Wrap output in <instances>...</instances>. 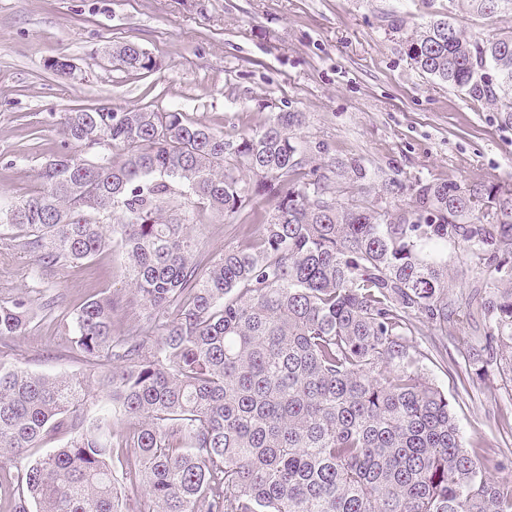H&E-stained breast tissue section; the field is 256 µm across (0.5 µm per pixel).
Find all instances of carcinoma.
Returning <instances> with one entry per match:
<instances>
[{"label":"carcinoma","mask_w":512,"mask_h":512,"mask_svg":"<svg viewBox=\"0 0 512 512\" xmlns=\"http://www.w3.org/2000/svg\"><path fill=\"white\" fill-rule=\"evenodd\" d=\"M471 2L494 14L512 0ZM121 51L130 69L157 66L135 43ZM407 55L512 124V32L467 35L437 15ZM304 123L278 112L226 137L177 111L59 113L38 189L0 206V240L25 237L46 266L118 247L130 297L92 295L62 326L113 418L85 413L77 378L0 362V456L23 462L12 512H122L132 495L139 512H512L507 464L491 471L482 439L465 441L410 340L424 327L452 338L476 315L471 378L496 372L512 390V186L420 182L394 216L345 205L330 183L367 171L301 151ZM260 195L272 212L254 211ZM245 210L256 246L203 257L191 226ZM448 244L472 272L463 302ZM130 302L142 325L118 336ZM29 314L23 296L1 303L0 338L25 334ZM55 433L67 442L26 455Z\"/></svg>","instance_id":"obj_1"}]
</instances>
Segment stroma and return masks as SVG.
<instances>
[{"label": "stroma", "mask_w": 512, "mask_h": 512, "mask_svg": "<svg viewBox=\"0 0 512 512\" xmlns=\"http://www.w3.org/2000/svg\"><path fill=\"white\" fill-rule=\"evenodd\" d=\"M438 14L484 38L512 30V14H477L468 0H0V202L35 189V172L59 140L54 113L100 104L175 110L233 136L278 112L304 113L301 150L357 161L369 173L332 183L337 199L392 214L410 204L397 186L512 183V125L406 54L410 35ZM125 42L156 68L108 61V50ZM62 56L71 74L50 66ZM195 234L202 251L216 254L251 249L258 227L215 217ZM125 265L109 248L82 265L46 268L0 243V300L22 295L32 307L25 335L0 339V361L91 379L59 326L91 295L127 294ZM50 297L56 305L43 310ZM474 335L465 323L447 351L434 352L429 335L414 343L430 352L425 372L452 399L464 436L485 439L492 467L512 452V430L497 421L512 396L496 380L464 386Z\"/></svg>", "instance_id": "obj_1"}]
</instances>
